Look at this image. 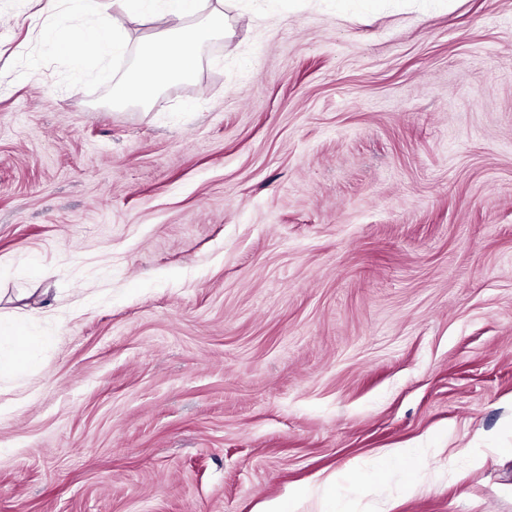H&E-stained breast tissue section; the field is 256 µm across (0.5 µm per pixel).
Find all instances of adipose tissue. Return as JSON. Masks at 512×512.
I'll list each match as a JSON object with an SVG mask.
<instances>
[{
	"mask_svg": "<svg viewBox=\"0 0 512 512\" xmlns=\"http://www.w3.org/2000/svg\"><path fill=\"white\" fill-rule=\"evenodd\" d=\"M128 15L141 16L160 11L165 29L142 55L138 68L130 75L112 80L108 70L98 73L100 80L111 82L112 99L118 103L147 101L168 82L192 80L195 64L186 46L206 38L224 37L226 22L221 9L214 8L205 17L204 25L192 18L199 10V0H125ZM41 12L47 24L41 36L51 42L57 30L70 29L76 18L91 19V29L83 39L89 55L116 54L124 48L122 24L107 12L102 0H40ZM427 454L423 448H390L383 458L360 479L366 487L376 485L394 465L404 471L407 492H415L421 484L420 462Z\"/></svg>",
	"mask_w": 512,
	"mask_h": 512,
	"instance_id": "1",
	"label": "adipose tissue"
}]
</instances>
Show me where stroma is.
I'll use <instances>...</instances> for the list:
<instances>
[{
  "instance_id": "1",
  "label": "stroma",
  "mask_w": 512,
  "mask_h": 512,
  "mask_svg": "<svg viewBox=\"0 0 512 512\" xmlns=\"http://www.w3.org/2000/svg\"><path fill=\"white\" fill-rule=\"evenodd\" d=\"M112 101L0 0V512H512V0H227ZM429 479L372 489L387 448ZM3 330V336H2ZM0 373L25 360L28 347L36 342L22 324L4 323L0 317ZM431 448H388L372 470L366 472L360 482L364 487L375 486L386 472L396 463H401L404 471V486L408 493L417 491L421 484L420 461ZM336 475H328L319 486L321 508L319 512H347L336 495ZM306 488H295L288 494V499H277L264 504L260 512H296L298 504L307 497Z\"/></svg>"
}]
</instances>
